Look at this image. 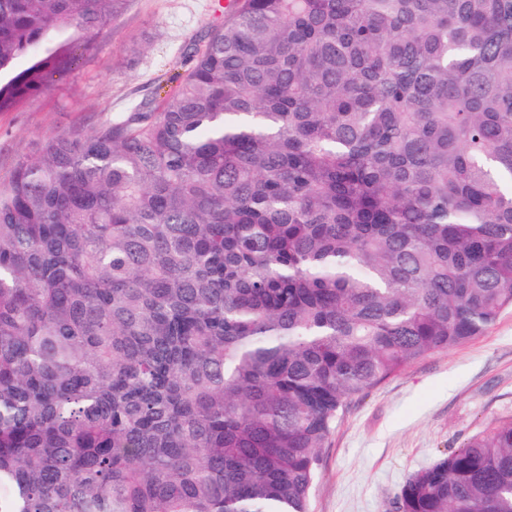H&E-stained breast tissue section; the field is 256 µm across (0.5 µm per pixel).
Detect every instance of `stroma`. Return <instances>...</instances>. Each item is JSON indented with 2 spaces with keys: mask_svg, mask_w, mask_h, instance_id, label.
Here are the masks:
<instances>
[{
  "mask_svg": "<svg viewBox=\"0 0 512 512\" xmlns=\"http://www.w3.org/2000/svg\"><path fill=\"white\" fill-rule=\"evenodd\" d=\"M223 22L219 0H127L111 24L79 41L68 71L0 112V179L54 133L93 130L158 87L175 88L188 48ZM511 417L508 310L483 336L409 363L348 405L319 452L309 512H394L412 473Z\"/></svg>",
  "mask_w": 512,
  "mask_h": 512,
  "instance_id": "1",
  "label": "stroma"
}]
</instances>
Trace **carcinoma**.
<instances>
[{"label": "carcinoma", "mask_w": 512, "mask_h": 512, "mask_svg": "<svg viewBox=\"0 0 512 512\" xmlns=\"http://www.w3.org/2000/svg\"><path fill=\"white\" fill-rule=\"evenodd\" d=\"M127 0H0V112ZM0 183V512H309L348 404L512 309V0H238ZM398 512H512V418Z\"/></svg>", "instance_id": "1"}]
</instances>
